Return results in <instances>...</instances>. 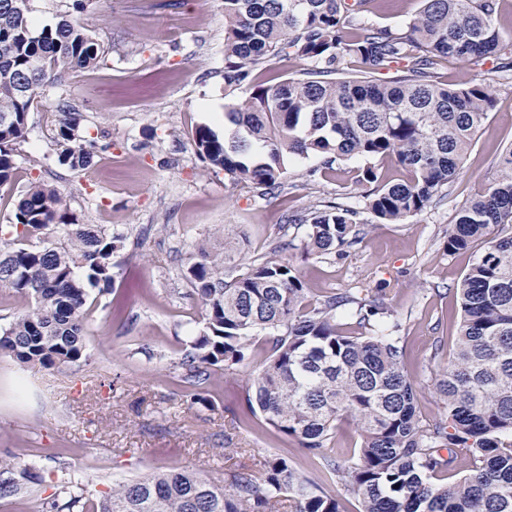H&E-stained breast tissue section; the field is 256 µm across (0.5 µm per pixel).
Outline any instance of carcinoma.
I'll list each match as a JSON object with an SVG mask.
<instances>
[{
  "instance_id": "cac0c4a2",
  "label": "carcinoma",
  "mask_w": 512,
  "mask_h": 512,
  "mask_svg": "<svg viewBox=\"0 0 512 512\" xmlns=\"http://www.w3.org/2000/svg\"><path fill=\"white\" fill-rule=\"evenodd\" d=\"M375 0H224V84L247 85L243 100L224 106V138L208 126L192 132L208 167L266 196L292 178L296 158L322 157L328 169L360 159L366 186L360 207L336 201L291 221L305 224L307 248L344 254L365 228L404 224L422 214L456 178L475 136L494 107L489 85L471 79L442 84L437 58L495 63L512 72V38L495 25L500 0H420L403 25L377 27ZM30 0H0V189L16 177L17 146L43 87L95 68L98 41L67 18L32 31ZM311 63L301 77L272 85L252 72L277 58ZM348 59L363 71L344 70ZM60 164L85 170L101 147L80 132L82 113L55 106ZM390 160L406 178H386ZM52 226L66 233L55 246H33ZM14 242L0 246V285L31 299V307L0 328V351L21 364L53 366L87 359L83 309L88 290L112 287L114 255L126 237L84 224L63 195L41 180L28 186L14 212ZM482 247L455 288L461 318L453 360L435 387L444 409L421 417L406 350L385 299L359 289L310 303L282 243L249 272L229 281L224 257L198 250L182 276L205 311V326L183 365L198 381L208 369L234 372L252 348L251 330L268 329L265 358L247 382L244 421L259 415L317 458L331 481L359 499V512H512V147L494 180L458 210L448 253ZM351 315L372 329L344 332ZM350 419L358 454L336 456V422ZM469 460L453 483L435 476ZM33 476L0 459V500L25 493ZM64 508L81 512H342L339 499L307 480L285 458L204 478L190 470L152 472L119 482L98 499L70 494Z\"/></svg>"
}]
</instances>
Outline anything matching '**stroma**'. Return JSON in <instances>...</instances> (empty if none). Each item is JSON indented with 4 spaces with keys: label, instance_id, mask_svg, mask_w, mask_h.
I'll list each match as a JSON object with an SVG mask.
<instances>
[{
    "label": "stroma",
    "instance_id": "1",
    "mask_svg": "<svg viewBox=\"0 0 512 512\" xmlns=\"http://www.w3.org/2000/svg\"><path fill=\"white\" fill-rule=\"evenodd\" d=\"M103 49L99 66L46 87L28 120L10 190L0 191V226L35 179L65 196L86 224L127 235L108 291L91 290L85 308L86 361L23 366L0 352V458L30 468L41 481L27 497L0 500V512H55L74 494L95 499L113 483L153 471L190 469L204 476L238 464L285 457L358 512L355 495L326 482L297 441L262 419L243 423L245 382L258 370L264 341L235 374L215 372L203 384L208 405L193 403L182 360L204 327V309L182 268L198 247L225 252L224 269L239 276L286 242L310 300L352 288L380 293L400 325L406 368L423 418L441 414L435 381L453 358L459 304L453 287L475 258L448 254L456 212L486 187L512 147V79L493 64L438 66L444 83L476 78L495 104L476 134L463 169L439 201L405 224H371L344 255L306 249V226L294 215L342 198L357 202L358 161L317 169L297 161L294 186L263 196L249 184L199 160L191 135L244 90L224 85L223 0H94L77 13ZM82 112L84 135L111 141L109 165L73 172L59 164L55 106ZM315 176H308V169Z\"/></svg>",
    "mask_w": 512,
    "mask_h": 512
}]
</instances>
